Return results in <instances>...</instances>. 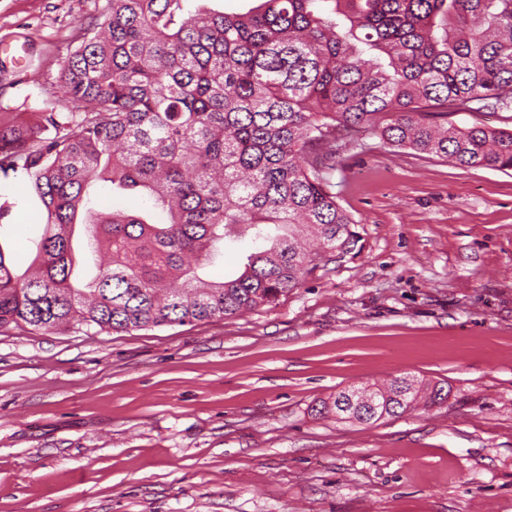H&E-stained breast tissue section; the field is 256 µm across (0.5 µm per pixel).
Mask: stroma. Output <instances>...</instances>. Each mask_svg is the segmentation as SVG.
<instances>
[{
	"mask_svg": "<svg viewBox=\"0 0 512 512\" xmlns=\"http://www.w3.org/2000/svg\"><path fill=\"white\" fill-rule=\"evenodd\" d=\"M106 0H0V120L72 104L57 83ZM327 177L358 252L268 310L101 333L0 328V512H512V174L346 142ZM0 195L16 273L43 208ZM413 376L433 410L319 416L336 392Z\"/></svg>",
	"mask_w": 512,
	"mask_h": 512,
	"instance_id": "stroma-1",
	"label": "stroma"
}]
</instances>
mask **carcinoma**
Instances as JSON below:
<instances>
[{
  "label": "carcinoma",
  "instance_id": "1",
  "mask_svg": "<svg viewBox=\"0 0 512 512\" xmlns=\"http://www.w3.org/2000/svg\"><path fill=\"white\" fill-rule=\"evenodd\" d=\"M186 0H108L59 72L85 112L0 121V172L44 208L34 268L0 248V328L123 332L224 320L277 304L323 260L357 249L325 170L364 134L461 168L512 172V130L448 122L512 105V0H263L247 13ZM109 184L112 208L93 206ZM139 196L145 208L121 202ZM107 262L84 282L77 225ZM254 251L204 279L226 238ZM361 392L377 418L448 399V384Z\"/></svg>",
  "mask_w": 512,
  "mask_h": 512
}]
</instances>
